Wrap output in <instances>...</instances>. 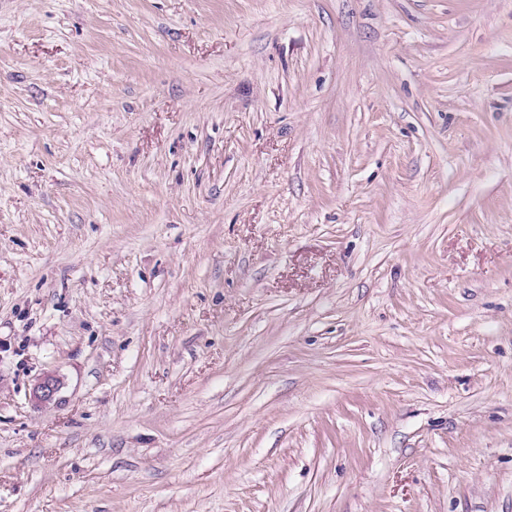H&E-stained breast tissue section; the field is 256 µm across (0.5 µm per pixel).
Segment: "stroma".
I'll list each match as a JSON object with an SVG mask.
<instances>
[{
  "instance_id": "obj_1",
  "label": "stroma",
  "mask_w": 512,
  "mask_h": 512,
  "mask_svg": "<svg viewBox=\"0 0 512 512\" xmlns=\"http://www.w3.org/2000/svg\"><path fill=\"white\" fill-rule=\"evenodd\" d=\"M0 512H512V0H0ZM63 386V380L56 373H44L34 382L30 392V400L38 406L54 403L58 400Z\"/></svg>"
}]
</instances>
